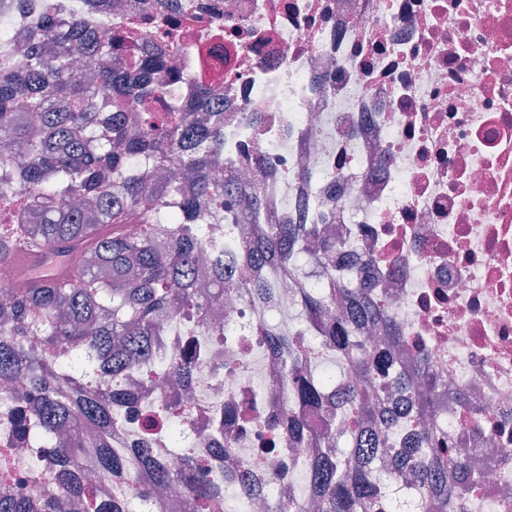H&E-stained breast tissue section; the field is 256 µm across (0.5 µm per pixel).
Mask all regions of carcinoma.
<instances>
[{"mask_svg": "<svg viewBox=\"0 0 512 512\" xmlns=\"http://www.w3.org/2000/svg\"><path fill=\"white\" fill-rule=\"evenodd\" d=\"M58 9L57 0H45L44 23L33 30L32 51L26 52L27 70L0 60V264L9 263L21 245L66 256L82 251L88 261L67 268L53 284H27L0 306V378H26L27 388L15 397V435L31 436L42 457L57 459L63 488L79 491L84 431L92 432L101 448L95 470L111 475L126 465L125 455L112 450V432L118 408L131 394L112 381L147 357L156 319L186 312L204 324L224 295L221 254L210 269V288H200L197 258L209 225L224 223L226 211L236 221H250L261 201L255 188L224 177L222 113L214 111L211 89L196 87L190 108L198 114L192 121L176 103L155 111L147 75L163 64L162 57H126L76 17L62 30L51 22ZM79 57L102 60L99 87L83 82L74 66ZM15 149L27 157L21 167L7 163ZM135 157L167 172L160 185L130 165ZM131 218L143 224L135 238L123 233ZM304 235L316 236L318 230L272 224L251 243L249 255L257 267L277 266L294 279L308 317L318 319L326 307L349 302L354 316L381 319L382 310L366 289L345 287L337 274L328 271L309 286L298 264ZM352 333L346 317L323 325L317 336L354 377L342 408L352 424L351 446L314 463L312 490L321 512H377L385 494L369 481L367 466L382 451L379 429L388 422L383 408L388 392L379 377L386 376L390 361L358 351ZM303 340L299 333L280 334L277 344L294 373L298 399L322 409L335 375L302 372L297 347ZM438 386L425 375L407 384L405 403L414 418H423ZM166 410L168 447H187L181 411L174 404ZM78 416L82 425L56 447L54 433ZM288 429L296 443L313 445L321 436L299 419L289 421ZM419 433L435 454L425 457L410 448L396 456L397 465L414 477L447 482L441 496L422 491L426 512H460L474 476L428 426ZM138 458L159 483L166 482L169 471L152 449H140ZM179 478L188 512L213 501L223 502V512H249L241 499L231 507L222 483L203 470L187 466ZM53 509L48 500L34 505L0 496V512Z\"/></svg>", "mask_w": 512, "mask_h": 512, "instance_id": "carcinoma-1", "label": "carcinoma"}]
</instances>
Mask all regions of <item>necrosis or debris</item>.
I'll return each instance as SVG.
<instances>
[{
	"label": "necrosis or debris",
	"instance_id": "1",
	"mask_svg": "<svg viewBox=\"0 0 512 512\" xmlns=\"http://www.w3.org/2000/svg\"><path fill=\"white\" fill-rule=\"evenodd\" d=\"M63 0L88 28L111 35L116 24L156 16L141 26L128 54L163 52L149 74L161 102L190 101L195 86L224 99V163L256 184L266 217L316 224L346 235L329 256L348 280L367 263L383 311L358 343L383 352L395 372L424 359L439 376L430 421L464 450L481 477L464 512H512V0ZM42 0H0L15 69L27 18ZM261 224H218L224 279L216 307L224 333L182 315L159 326L151 359L125 373L133 392L119 410L112 446L131 457L119 475L87 471V493L135 501L153 476L133 459L145 411L176 398L194 467L233 476L235 495H260L258 512L300 501L315 448L273 433L271 415H323L297 400L288 367L263 331L272 313L297 308L293 281L276 279L273 299L242 292L248 244ZM192 355L189 382L173 385L172 359ZM13 409L0 396V476L15 492L55 500L56 512H86L85 495L60 486L54 464L29 469L33 448L8 433ZM234 440L218 453L217 432ZM391 454L377 461L389 483L390 512H419L418 490L391 455L417 445L412 415L383 432Z\"/></svg>",
	"mask_w": 512,
	"mask_h": 512
}]
</instances>
